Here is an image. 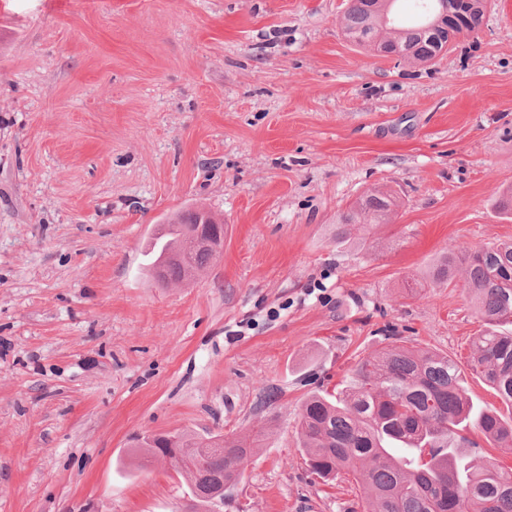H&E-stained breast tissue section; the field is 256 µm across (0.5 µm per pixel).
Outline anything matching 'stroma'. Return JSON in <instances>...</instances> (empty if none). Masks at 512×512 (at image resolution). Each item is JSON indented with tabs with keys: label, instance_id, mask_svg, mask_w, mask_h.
<instances>
[{
	"label": "stroma",
	"instance_id": "obj_1",
	"mask_svg": "<svg viewBox=\"0 0 512 512\" xmlns=\"http://www.w3.org/2000/svg\"><path fill=\"white\" fill-rule=\"evenodd\" d=\"M347 3L0 0V512H180L187 479L133 438L260 429L224 512H360L297 413L390 335L512 411L471 369L464 279L428 275L512 239V0L419 66L350 42ZM373 187L391 222L338 243ZM201 207L223 255L159 286L155 225Z\"/></svg>",
	"mask_w": 512,
	"mask_h": 512
}]
</instances>
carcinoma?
<instances>
[{"label":"carcinoma","mask_w":512,"mask_h":512,"mask_svg":"<svg viewBox=\"0 0 512 512\" xmlns=\"http://www.w3.org/2000/svg\"><path fill=\"white\" fill-rule=\"evenodd\" d=\"M396 0H352L339 19L344 35L355 45L373 39L371 47H396L401 60L424 64L445 51V44L424 32V21L397 22ZM392 197L368 190L357 197L336 224V241L356 249L366 238L352 230L391 219ZM155 237L151 265L161 263L163 249L183 236L185 225L164 224ZM214 256L190 253L182 261L163 264L169 285L184 281L186 269L206 270ZM463 272L477 313L489 328L475 340L472 370L512 403V242L493 245L459 257L446 255L432 272L433 279L449 282ZM300 448L311 471L334 479L346 471L362 477L367 489L366 512H512V468L474 464L456 453L467 441L461 432L472 428L512 451V420L496 410L480 408L467 397L456 363L426 349H408L394 343L359 362L349 385L336 399L313 395L297 414ZM226 441L224 453H204L199 436L179 432L175 442L167 434L134 441L132 456L145 469L157 448H178L198 459L186 512H207L209 495L224 487V504L232 501L244 462L254 444Z\"/></svg>","instance_id":"obj_1"}]
</instances>
